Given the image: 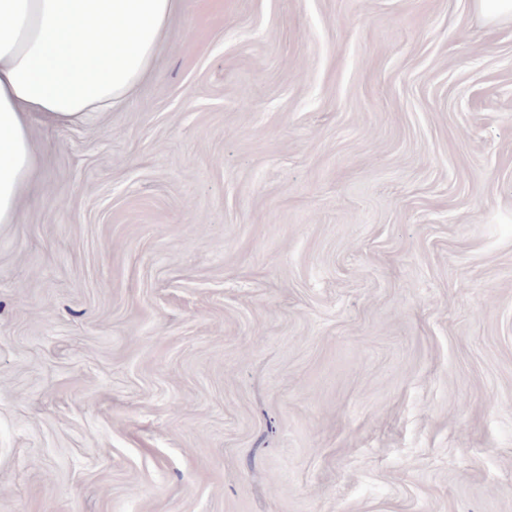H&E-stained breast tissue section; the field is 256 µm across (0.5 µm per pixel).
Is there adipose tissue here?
Returning <instances> with one entry per match:
<instances>
[{"instance_id": "obj_1", "label": "adipose tissue", "mask_w": 512, "mask_h": 512, "mask_svg": "<svg viewBox=\"0 0 512 512\" xmlns=\"http://www.w3.org/2000/svg\"><path fill=\"white\" fill-rule=\"evenodd\" d=\"M177 0H0V224L37 167L34 117L119 107L147 75Z\"/></svg>"}]
</instances>
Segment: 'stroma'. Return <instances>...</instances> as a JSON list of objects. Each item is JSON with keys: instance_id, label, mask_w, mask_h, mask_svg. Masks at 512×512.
<instances>
[{"instance_id": "35a3bbf8", "label": "stroma", "mask_w": 512, "mask_h": 512, "mask_svg": "<svg viewBox=\"0 0 512 512\" xmlns=\"http://www.w3.org/2000/svg\"><path fill=\"white\" fill-rule=\"evenodd\" d=\"M0 224V512H512V23L178 0Z\"/></svg>"}]
</instances>
